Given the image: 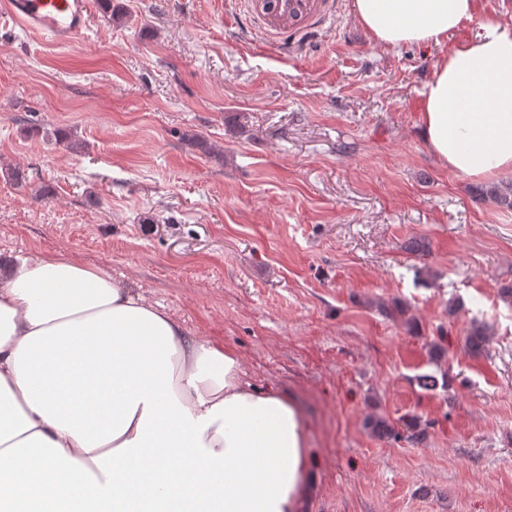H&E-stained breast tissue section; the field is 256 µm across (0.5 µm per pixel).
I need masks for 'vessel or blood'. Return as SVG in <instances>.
Instances as JSON below:
<instances>
[{
  "mask_svg": "<svg viewBox=\"0 0 512 512\" xmlns=\"http://www.w3.org/2000/svg\"><path fill=\"white\" fill-rule=\"evenodd\" d=\"M243 14L259 36L273 46L320 30L336 14L337 0H242ZM21 28L68 44L88 27V0H0V17Z\"/></svg>",
  "mask_w": 512,
  "mask_h": 512,
  "instance_id": "obj_1",
  "label": "vessel or blood"
}]
</instances>
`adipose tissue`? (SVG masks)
I'll use <instances>...</instances> for the list:
<instances>
[{"label": "adipose tissue", "mask_w": 512, "mask_h": 512, "mask_svg": "<svg viewBox=\"0 0 512 512\" xmlns=\"http://www.w3.org/2000/svg\"><path fill=\"white\" fill-rule=\"evenodd\" d=\"M385 49L477 32L421 92L438 161L512 177V21L477 0H354ZM295 407L234 350L190 342L104 270L29 255L0 271V501L6 512H305Z\"/></svg>", "instance_id": "adipose-tissue-1"}]
</instances>
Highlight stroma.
<instances>
[{
	"mask_svg": "<svg viewBox=\"0 0 512 512\" xmlns=\"http://www.w3.org/2000/svg\"><path fill=\"white\" fill-rule=\"evenodd\" d=\"M123 2L69 44L0 18V261L65 254L234 348L300 410L307 512H512V211L421 136L420 90L474 23L391 53L342 0L282 53L239 0ZM493 332L488 325L479 321H473L464 337L465 348L474 356H480L486 352Z\"/></svg>",
	"mask_w": 512,
	"mask_h": 512,
	"instance_id": "1",
	"label": "stroma"
}]
</instances>
